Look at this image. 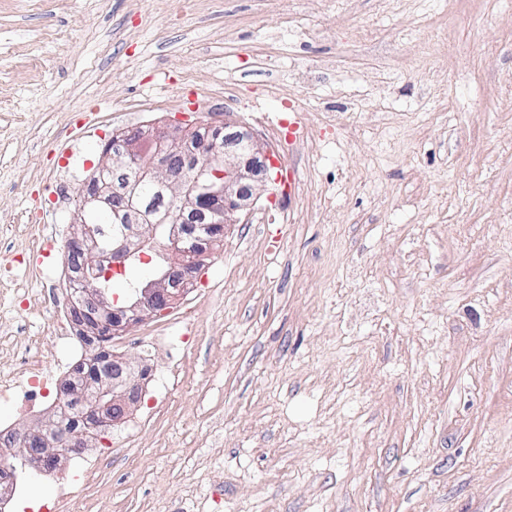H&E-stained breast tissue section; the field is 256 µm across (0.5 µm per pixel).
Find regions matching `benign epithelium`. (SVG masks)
Wrapping results in <instances>:
<instances>
[{
    "mask_svg": "<svg viewBox=\"0 0 512 512\" xmlns=\"http://www.w3.org/2000/svg\"><path fill=\"white\" fill-rule=\"evenodd\" d=\"M185 139L166 128H157L144 135L135 133L123 138L113 149H106L98 162L92 179L93 189L83 195V206L74 223L82 229L73 232L67 241V251L82 259L75 315L86 324L93 339L125 332L140 324L147 316L167 308L182 292L177 287L176 269L201 268L205 252L200 242L211 243L224 236L226 227L238 224L241 216L249 213L256 197L255 188L266 187V181L254 186L260 172L273 167L270 151L264 148L248 130L223 133V128H212L208 140L194 153H186ZM136 166L133 180L126 190L134 193L147 181L169 188L175 202L163 210L153 209L144 216L142 224H132L128 230L103 242L89 225L88 213L99 201L112 195V185L105 173L112 165ZM208 215V223L200 229L185 227L189 216ZM166 225L170 240L169 269L160 278L151 281L128 297L123 304L97 287L100 277H109L124 270L132 254L134 239L145 238L156 225ZM148 374V368L118 359L107 370V392L112 399L94 404L92 427L106 431L129 412L134 404V393ZM41 437L36 431L23 433L20 452L27 455L31 470L37 474L63 466L69 454L88 446L87 435L69 430L52 439ZM42 447L33 454L30 449Z\"/></svg>",
    "mask_w": 512,
    "mask_h": 512,
    "instance_id": "1",
    "label": "benign epithelium"
}]
</instances>
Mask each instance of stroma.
Wrapping results in <instances>:
<instances>
[{
    "instance_id": "stroma-1",
    "label": "stroma",
    "mask_w": 512,
    "mask_h": 512,
    "mask_svg": "<svg viewBox=\"0 0 512 512\" xmlns=\"http://www.w3.org/2000/svg\"><path fill=\"white\" fill-rule=\"evenodd\" d=\"M188 115L300 191L113 337L152 381L58 512H512V0H0V368L66 354L30 297L105 140Z\"/></svg>"
}]
</instances>
